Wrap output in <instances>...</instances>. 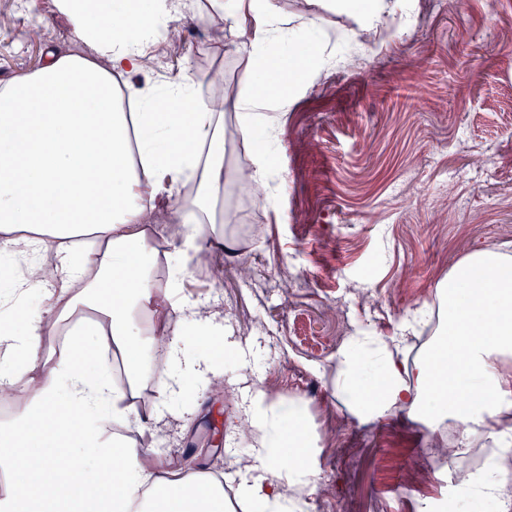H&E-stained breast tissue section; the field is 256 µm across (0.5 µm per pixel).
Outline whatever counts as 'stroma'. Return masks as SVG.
I'll return each mask as SVG.
<instances>
[{"label":"stroma","instance_id":"obj_1","mask_svg":"<svg viewBox=\"0 0 512 512\" xmlns=\"http://www.w3.org/2000/svg\"><path fill=\"white\" fill-rule=\"evenodd\" d=\"M412 4L395 7L369 42L342 43L355 19L321 14L322 32L355 65L324 70L281 113L283 181L264 188L279 207L246 208L232 228L236 255L201 249L183 276V295L260 351L271 398L306 403L326 512H416L453 489L401 486V470L433 454L424 426L362 425L329 407L330 382L314 363H328L358 326L391 334L467 253H512V0ZM212 21L208 0L172 21L138 81L186 73L204 95L220 73L242 92L248 61L232 34L215 40ZM51 49L86 51L52 0L34 12L0 0V80L35 71ZM233 378L224 375L223 395L198 397L191 417L168 413L158 451L169 468L225 474L228 493L236 463L216 439L242 409Z\"/></svg>","mask_w":512,"mask_h":512}]
</instances>
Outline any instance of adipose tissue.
<instances>
[{"label":"adipose tissue","mask_w":512,"mask_h":512,"mask_svg":"<svg viewBox=\"0 0 512 512\" xmlns=\"http://www.w3.org/2000/svg\"><path fill=\"white\" fill-rule=\"evenodd\" d=\"M210 2L222 22L216 36L235 31L248 56L252 88L237 97L218 84L198 100L187 75L156 86L131 80L194 0H54L90 55L52 51L39 69L0 82V387L33 380L0 425V463L17 476L0 512H310L322 460L308 410L296 398L270 399L261 381L244 397L236 432L248 434L249 448L232 494L206 474L165 467L135 440L166 410L188 415L212 377L255 366L217 314L181 297L183 257L169 256L157 287L163 198L194 185L182 214L189 237L223 223L229 112L253 134L251 178L281 180L278 115L336 63L316 45L312 13L287 16L277 0ZM312 3L353 13L364 30L393 10L390 0ZM276 43L280 52L270 53ZM19 262L28 275L9 276ZM30 295L44 309L27 310ZM436 296L442 322L420 352L409 343L416 310L393 335L363 326L348 336L332 396L362 424L401 413L437 438L454 424L450 467L473 446L492 451L461 499L512 512V255L466 254ZM146 389L152 400L137 408Z\"/></svg>","instance_id":"obj_1"}]
</instances>
